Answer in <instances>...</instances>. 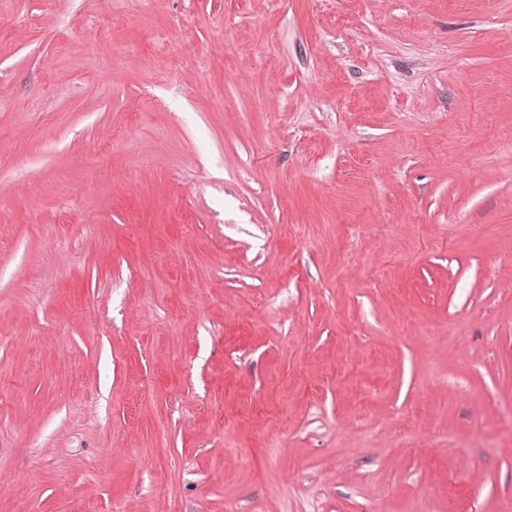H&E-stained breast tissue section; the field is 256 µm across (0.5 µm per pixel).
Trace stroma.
Returning <instances> with one entry per match:
<instances>
[{"label": "stroma", "instance_id": "35a3bbf8", "mask_svg": "<svg viewBox=\"0 0 512 512\" xmlns=\"http://www.w3.org/2000/svg\"><path fill=\"white\" fill-rule=\"evenodd\" d=\"M0 512H512V0H0Z\"/></svg>", "mask_w": 512, "mask_h": 512}]
</instances>
